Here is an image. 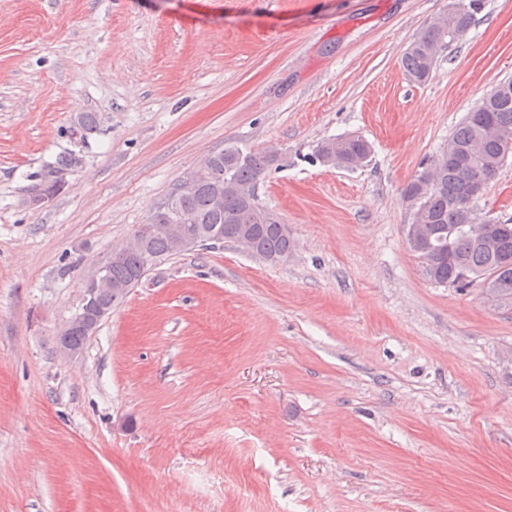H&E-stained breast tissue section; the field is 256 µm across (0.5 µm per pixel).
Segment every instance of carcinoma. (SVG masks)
<instances>
[{"label":"carcinoma","mask_w":512,"mask_h":512,"mask_svg":"<svg viewBox=\"0 0 512 512\" xmlns=\"http://www.w3.org/2000/svg\"><path fill=\"white\" fill-rule=\"evenodd\" d=\"M478 0H470L465 8L457 0L448 4V12L424 27L401 58V67L409 80L427 81L432 74L438 52L462 38L472 23V10ZM512 138V80L504 81L484 96L448 141V149L407 184L404 198L413 202V223L421 225L423 240L418 254L423 260L426 276L433 283L448 288H467L476 282L483 284L486 294L497 307L512 309V270L498 275L501 256L512 255V232H500L480 237L465 229L477 224L473 208L467 206L472 181H491L506 161L508 140ZM371 144L360 135L326 139L316 149V157L326 165L356 169L367 162ZM275 162L266 151L241 153L228 147L204 160V170L196 188L181 194L176 209L191 223L183 230L203 238L198 248L234 238L239 229L248 227L257 241V252L265 258L286 254L293 248L292 240L280 229L281 219L263 206L257 197L258 183L265 178ZM224 202L216 204V193ZM169 210L161 201L148 222L140 225L130 241L142 242V249L153 264L180 254L177 231L162 232L159 224H168ZM147 271L138 261L113 262L109 268L112 287L103 290L100 306L103 321L125 296L113 300L112 288L132 290ZM88 339L84 327L70 321L63 341L74 353L82 350Z\"/></svg>","instance_id":"cac0c4a2"}]
</instances>
